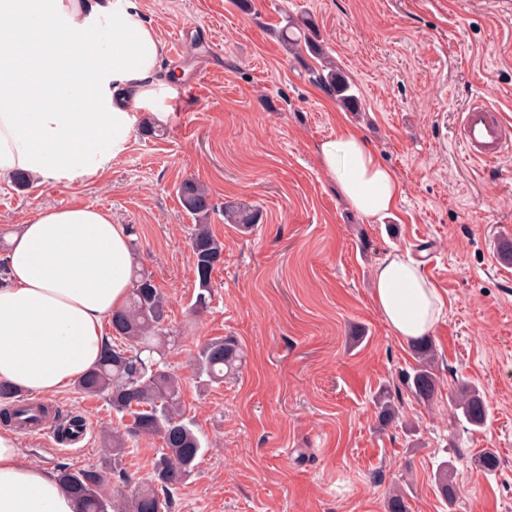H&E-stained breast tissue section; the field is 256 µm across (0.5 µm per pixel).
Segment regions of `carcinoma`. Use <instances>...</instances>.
<instances>
[{
	"instance_id": "cac0c4a2",
	"label": "carcinoma",
	"mask_w": 512,
	"mask_h": 512,
	"mask_svg": "<svg viewBox=\"0 0 512 512\" xmlns=\"http://www.w3.org/2000/svg\"><path fill=\"white\" fill-rule=\"evenodd\" d=\"M307 21L287 17L278 36L289 51L301 48L295 30ZM315 81L322 83L346 107L354 104L351 84L338 72L335 63L324 58ZM182 208L196 221L190 235L193 273L198 286L194 312L207 311L211 299V279L214 269L224 261V243L210 230L211 206L208 190L195 179H186L177 188ZM224 220L247 230L258 223V213L232 208L224 211ZM133 287L125 304L112 314L110 325L115 334L106 342L100 362L77 383L80 392L88 396H103L116 413L128 419L124 431L112 432L108 446L95 464L71 470L65 466L56 471L57 480L84 501L85 512H173L174 492L199 465L202 444L193 424L184 419L182 381L168 368L165 351L170 335L165 326L167 299L157 286L151 272L133 269ZM417 365L405 375L410 393L420 401H430L436 389L432 369V344L425 339L413 345ZM244 360L241 344L232 336L213 338L201 345L193 356V372L203 386L222 383L235 377ZM381 419L390 421L397 411L391 394L381 389L376 396ZM451 416L476 428L487 423V407L476 388L458 392L451 405ZM57 419L58 429L72 434L83 428L79 414L59 415L58 410L42 402L25 403L19 391L0 383V422L3 426L24 429L49 416ZM142 436L159 438L152 471L135 494L127 498L121 487L132 481L123 458L129 443ZM436 485L447 501L455 497L453 466L450 461L440 464Z\"/></svg>"
}]
</instances>
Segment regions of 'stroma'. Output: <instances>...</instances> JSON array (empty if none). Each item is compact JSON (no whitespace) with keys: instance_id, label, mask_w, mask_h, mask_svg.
Segmentation results:
<instances>
[{"instance_id":"obj_1","label":"stroma","mask_w":512,"mask_h":512,"mask_svg":"<svg viewBox=\"0 0 512 512\" xmlns=\"http://www.w3.org/2000/svg\"><path fill=\"white\" fill-rule=\"evenodd\" d=\"M163 43L169 91L158 104L164 137L132 131L126 151L71 183L0 184V239L47 207L88 205L132 228L136 262L167 297L166 360L203 446L178 486L175 512H387L402 484L409 512H512V263H494L512 238V153L465 158L461 112L484 101L512 122V0H137ZM310 16L320 53L287 52L273 27ZM352 85L357 111L313 82L322 56ZM357 129L402 188L390 216L368 223L323 170L317 145ZM209 191L210 228L224 243L212 301L195 313L190 232L176 187ZM256 210L242 232L224 210ZM410 251L446 300L431 335L439 380L431 402L406 390L416 366L372 300L384 252ZM233 336L240 376L197 383L189 360L204 341ZM477 386L484 428L451 421L449 402ZM390 390L398 420L378 417ZM80 413L81 448L55 452L20 433L26 462L49 472L101 456L120 427L103 398L76 386L49 397ZM491 471L475 468L484 449ZM451 461L458 495L435 473Z\"/></svg>"}]
</instances>
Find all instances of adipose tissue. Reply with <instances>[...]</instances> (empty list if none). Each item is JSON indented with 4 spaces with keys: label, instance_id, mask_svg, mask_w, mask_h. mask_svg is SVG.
<instances>
[{
    "label": "adipose tissue",
    "instance_id": "ef3b65f1",
    "mask_svg": "<svg viewBox=\"0 0 512 512\" xmlns=\"http://www.w3.org/2000/svg\"><path fill=\"white\" fill-rule=\"evenodd\" d=\"M163 44L136 0H0V182L16 171L73 181L123 153L142 110L168 93ZM321 164L350 206L377 221L401 185L359 131L321 141ZM124 225L86 205L48 208L11 241L0 288V382L52 395L97 364L103 323L132 288ZM373 298L392 334L430 336L445 302L421 260L377 261ZM0 512H83L55 476L24 462L0 427Z\"/></svg>",
    "mask_w": 512,
    "mask_h": 512
}]
</instances>
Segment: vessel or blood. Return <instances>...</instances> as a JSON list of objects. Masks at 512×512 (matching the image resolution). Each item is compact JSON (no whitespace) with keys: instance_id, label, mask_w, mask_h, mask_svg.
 I'll return each instance as SVG.
<instances>
[{"instance_id":"b4317fda","label":"vessel or blood","mask_w":512,"mask_h":512,"mask_svg":"<svg viewBox=\"0 0 512 512\" xmlns=\"http://www.w3.org/2000/svg\"><path fill=\"white\" fill-rule=\"evenodd\" d=\"M459 138L470 158L486 161L512 151V123L483 102L462 112Z\"/></svg>"}]
</instances>
